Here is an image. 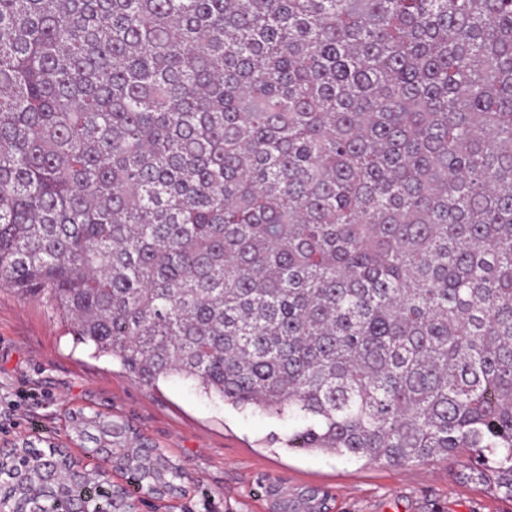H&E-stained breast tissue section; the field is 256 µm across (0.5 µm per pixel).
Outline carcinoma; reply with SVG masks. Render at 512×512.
Listing matches in <instances>:
<instances>
[{"label":"carcinoma","instance_id":"carcinoma-1","mask_svg":"<svg viewBox=\"0 0 512 512\" xmlns=\"http://www.w3.org/2000/svg\"><path fill=\"white\" fill-rule=\"evenodd\" d=\"M0 284L290 449L469 451L512 501V0H0ZM70 426L126 484L30 441L8 508L182 492L124 422Z\"/></svg>","mask_w":512,"mask_h":512}]
</instances>
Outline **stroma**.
<instances>
[{
    "mask_svg": "<svg viewBox=\"0 0 512 512\" xmlns=\"http://www.w3.org/2000/svg\"><path fill=\"white\" fill-rule=\"evenodd\" d=\"M80 408L124 421L184 465L185 493L144 498L140 512H278L316 488L330 512H512L452 458L391 467L289 450L288 421L238 412L177 377L142 381L94 356L46 298L0 285V447L39 438L103 467L70 445L67 414Z\"/></svg>",
    "mask_w": 512,
    "mask_h": 512,
    "instance_id": "stroma-1",
    "label": "stroma"
}]
</instances>
